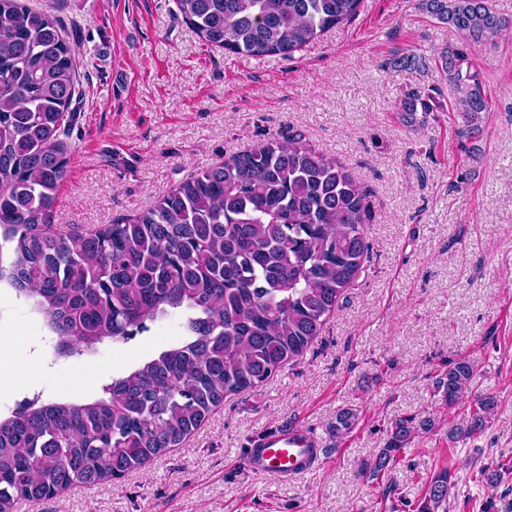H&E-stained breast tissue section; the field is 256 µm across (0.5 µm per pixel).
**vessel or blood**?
Masks as SVG:
<instances>
[{
	"label": "vessel or blood",
	"instance_id": "vessel-or-blood-1",
	"mask_svg": "<svg viewBox=\"0 0 512 512\" xmlns=\"http://www.w3.org/2000/svg\"><path fill=\"white\" fill-rule=\"evenodd\" d=\"M325 449L320 438L297 425H286L258 436L248 448L245 465L273 480L299 477L318 467Z\"/></svg>",
	"mask_w": 512,
	"mask_h": 512
}]
</instances>
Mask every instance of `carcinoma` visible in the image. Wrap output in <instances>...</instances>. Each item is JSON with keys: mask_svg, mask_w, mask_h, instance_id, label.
<instances>
[{"mask_svg": "<svg viewBox=\"0 0 512 512\" xmlns=\"http://www.w3.org/2000/svg\"><path fill=\"white\" fill-rule=\"evenodd\" d=\"M363 0H176L182 19L226 53L289 58L353 20ZM470 48L512 27L489 0H416ZM439 65L466 134L490 111L469 56ZM77 57L60 20L0 0V284L28 301L55 337L59 358L127 343L182 313L171 345L112 378L84 402L24 401L0 415V512H18L79 486L120 480L197 430L232 394L256 388L320 335L345 289L365 273L372 219L366 193L300 133L273 139L180 182L128 223L86 233L52 229L69 163L66 138ZM406 124L434 111L399 98ZM474 365L459 359L437 393L459 406ZM492 397H477L451 441L485 432ZM430 421L400 419L370 473L379 477ZM448 472L420 512H447Z\"/></svg>", "mask_w": 512, "mask_h": 512, "instance_id": "obj_1", "label": "carcinoma"}]
</instances>
